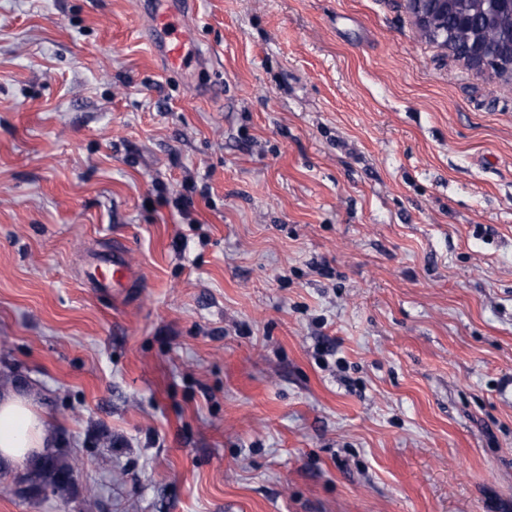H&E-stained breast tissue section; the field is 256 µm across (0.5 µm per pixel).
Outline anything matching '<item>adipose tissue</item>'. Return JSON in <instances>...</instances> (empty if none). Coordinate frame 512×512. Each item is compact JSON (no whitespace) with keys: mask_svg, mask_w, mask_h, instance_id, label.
I'll list each match as a JSON object with an SVG mask.
<instances>
[{"mask_svg":"<svg viewBox=\"0 0 512 512\" xmlns=\"http://www.w3.org/2000/svg\"><path fill=\"white\" fill-rule=\"evenodd\" d=\"M55 432L48 419L34 410L28 397L14 392L0 395V463L16 465L48 454Z\"/></svg>","mask_w":512,"mask_h":512,"instance_id":"adipose-tissue-1","label":"adipose tissue"}]
</instances>
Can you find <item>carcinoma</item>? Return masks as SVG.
I'll use <instances>...</instances> for the list:
<instances>
[{
	"mask_svg": "<svg viewBox=\"0 0 512 512\" xmlns=\"http://www.w3.org/2000/svg\"><path fill=\"white\" fill-rule=\"evenodd\" d=\"M470 17V25L465 29L471 37L491 36L492 40L507 44L512 40V4L500 0L496 8L490 9L481 0H448V13L439 16L440 25L448 28V45L457 49L456 42L462 41L457 35L455 24L458 14ZM72 466L53 455L42 456L31 464L29 480L38 491H50L56 497H64L71 489Z\"/></svg>",
	"mask_w": 512,
	"mask_h": 512,
	"instance_id": "cac0c4a2",
	"label": "carcinoma"
}]
</instances>
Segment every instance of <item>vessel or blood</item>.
I'll return each mask as SVG.
<instances>
[{"label": "vessel or blood", "instance_id": "vessel-or-blood-1", "mask_svg": "<svg viewBox=\"0 0 512 512\" xmlns=\"http://www.w3.org/2000/svg\"><path fill=\"white\" fill-rule=\"evenodd\" d=\"M189 0H169L166 9L147 6L145 15L151 33L149 43L154 55L168 65H182L191 45L190 29L187 23ZM92 280L98 287L124 288L132 278V263L128 254L113 250L112 262L106 269H94Z\"/></svg>", "mask_w": 512, "mask_h": 512}]
</instances>
